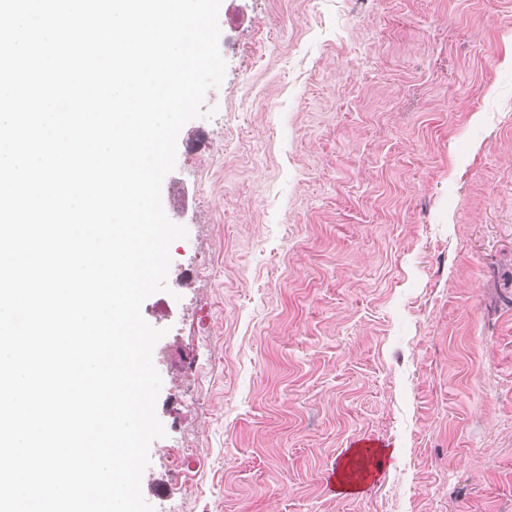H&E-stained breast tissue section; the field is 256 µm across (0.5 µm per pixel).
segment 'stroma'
<instances>
[{"label":"stroma","instance_id":"35a3bbf8","mask_svg":"<svg viewBox=\"0 0 512 512\" xmlns=\"http://www.w3.org/2000/svg\"><path fill=\"white\" fill-rule=\"evenodd\" d=\"M218 22L224 80L161 189L188 235L141 308L164 332L144 500L512 512V0H222ZM365 441L374 475L336 493Z\"/></svg>","mask_w":512,"mask_h":512}]
</instances>
